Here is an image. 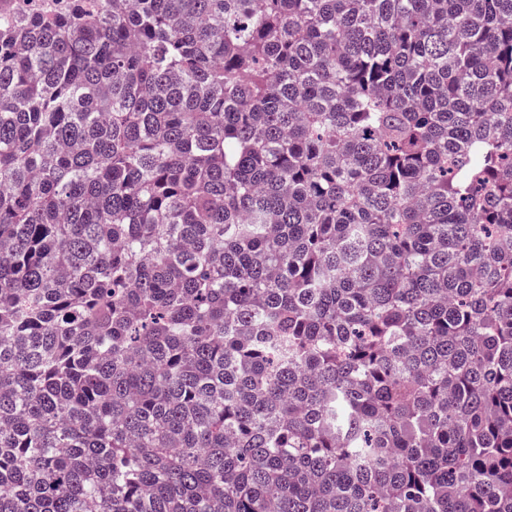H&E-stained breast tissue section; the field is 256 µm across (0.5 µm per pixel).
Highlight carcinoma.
Masks as SVG:
<instances>
[{
	"instance_id": "obj_1",
	"label": "carcinoma",
	"mask_w": 512,
	"mask_h": 512,
	"mask_svg": "<svg viewBox=\"0 0 512 512\" xmlns=\"http://www.w3.org/2000/svg\"><path fill=\"white\" fill-rule=\"evenodd\" d=\"M0 512H512V0H0Z\"/></svg>"
}]
</instances>
